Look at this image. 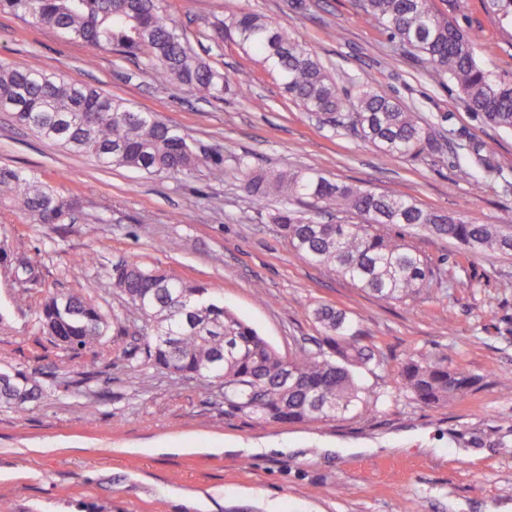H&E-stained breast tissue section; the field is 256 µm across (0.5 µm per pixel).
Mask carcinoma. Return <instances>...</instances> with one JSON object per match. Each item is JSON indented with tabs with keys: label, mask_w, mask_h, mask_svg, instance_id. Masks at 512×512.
<instances>
[{
	"label": "carcinoma",
	"mask_w": 512,
	"mask_h": 512,
	"mask_svg": "<svg viewBox=\"0 0 512 512\" xmlns=\"http://www.w3.org/2000/svg\"><path fill=\"white\" fill-rule=\"evenodd\" d=\"M448 13L434 0H361L367 18L383 27L403 53L427 65L429 77L448 81L468 111L494 128L512 132V81L485 68L477 56L476 35L452 17L459 0H446ZM0 7L28 16L62 37L93 51L117 47L144 57L166 80L186 86L204 100L219 99L224 74L193 49L161 0H0ZM486 9L512 44V0H486ZM229 31L246 52L261 58L279 77L289 99L332 129L350 125L361 139L390 159L425 160L438 152L435 129L396 98L364 88L342 97L336 82L311 46L266 17L236 12ZM67 149L148 173L183 175L201 163L196 146L179 128L153 112L98 88L71 83L32 63L0 64V110ZM459 171L477 182L499 169L484 142L459 146ZM244 188L261 204L280 197L287 204L273 223L295 250L327 266L356 286L387 300L402 301L425 288H440L428 260L412 246L385 235V226L424 228L476 253L512 254V226L468 224L415 201L333 182L312 171L268 175L238 161ZM322 209L351 212L360 224L323 223L290 206L295 197ZM20 206L32 224H63L79 211V200L33 181L23 171L0 166V203ZM112 287L138 314L147 363L179 384L208 378L224 386V405L262 419L314 422L365 410L377 398L355 370L380 365L373 349L360 344L346 313L330 305L314 309L323 338L288 355L273 348L244 319L208 297V288L175 279L137 262L105 272ZM122 313L106 315L80 294L51 296L37 314L39 329L67 350L103 347L107 336L125 332ZM400 381L405 394L423 405H443L474 391L481 378L448 369L441 360L410 357Z\"/></svg>",
	"instance_id": "1"
}]
</instances>
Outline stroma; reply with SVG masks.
Wrapping results in <instances>:
<instances>
[{"mask_svg": "<svg viewBox=\"0 0 512 512\" xmlns=\"http://www.w3.org/2000/svg\"><path fill=\"white\" fill-rule=\"evenodd\" d=\"M482 64L512 80L506 44L484 0H461ZM194 49L224 75L208 102L155 77L147 59L90 51L0 10V63L39 59L179 126L203 156L224 160L191 175L103 166L0 112V164L35 176L82 209L66 224L28 223L0 205V370L34 376L39 401L0 405V499L13 512H512V255L473 254L421 230L404 242L431 261L438 287L397 302L376 298L310 263L280 236L270 204L254 203L238 170L309 168L352 186L410 198L471 224L512 225V135L468 112L451 84L399 55L365 23L359 0H162ZM236 11L265 15L305 39L341 95L373 87L419 112L442 136L433 159H389L349 131L321 125L285 97L275 73L232 36L211 32ZM251 71L250 91L238 70ZM483 141L500 173L473 183L458 170L461 144ZM37 262L26 281L21 258ZM207 286L280 352L322 338L312 310L346 312L379 368L363 372L380 397L366 412L286 423L228 412L223 387L200 379L172 386L130 356L137 333L72 354L34 326L51 293L81 292L104 311L129 306L102 274L120 261ZM444 360L481 376V387L443 406L411 402L399 382L409 356Z\"/></svg>", "mask_w": 512, "mask_h": 512, "instance_id": "stroma-1", "label": "stroma"}]
</instances>
